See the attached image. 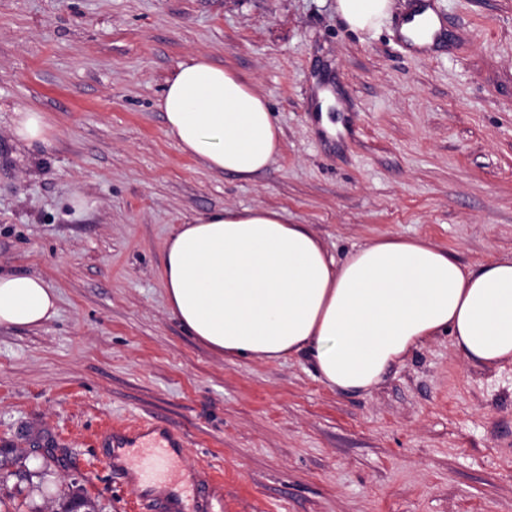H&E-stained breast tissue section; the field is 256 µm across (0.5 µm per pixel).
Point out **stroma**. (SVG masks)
<instances>
[{"instance_id": "1", "label": "stroma", "mask_w": 512, "mask_h": 512, "mask_svg": "<svg viewBox=\"0 0 512 512\" xmlns=\"http://www.w3.org/2000/svg\"><path fill=\"white\" fill-rule=\"evenodd\" d=\"M452 49L350 30L336 0H0V271L59 294L0 328V512H147L100 433L181 429L174 471L211 473L214 512H512V364L442 335L369 395L307 357L229 360L170 314L164 246L217 208L281 210L336 259L425 237L462 263L512 257V0H429ZM202 55L268 103L282 151L252 180L181 152L156 101ZM331 91L338 130L320 124ZM45 112L50 148L12 134ZM87 208L73 206L75 196Z\"/></svg>"}]
</instances>
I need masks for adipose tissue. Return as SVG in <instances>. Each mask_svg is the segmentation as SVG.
I'll list each match as a JSON object with an SVG mask.
<instances>
[{
	"label": "adipose tissue",
	"mask_w": 512,
	"mask_h": 512,
	"mask_svg": "<svg viewBox=\"0 0 512 512\" xmlns=\"http://www.w3.org/2000/svg\"><path fill=\"white\" fill-rule=\"evenodd\" d=\"M350 30H378L392 0H336ZM157 109L177 148L247 180L282 150L265 99L202 55L177 64ZM161 279L171 315L224 356L304 354L342 393L370 394L388 371L446 333L483 366L512 363V257L470 267L422 238L381 237L336 261L304 224L272 208H222L181 224ZM41 277L0 272V327L57 312Z\"/></svg>",
	"instance_id": "obj_1"
}]
</instances>
